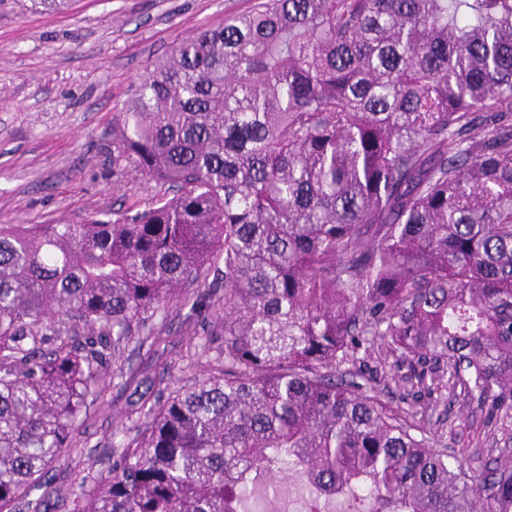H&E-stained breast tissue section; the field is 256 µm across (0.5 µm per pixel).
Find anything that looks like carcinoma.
<instances>
[{"label": "carcinoma", "instance_id": "cac0c4a2", "mask_svg": "<svg viewBox=\"0 0 512 512\" xmlns=\"http://www.w3.org/2000/svg\"><path fill=\"white\" fill-rule=\"evenodd\" d=\"M112 164L144 210L0 224V512L71 450L149 312L198 310L209 373L150 385L69 512H512V452L475 477L353 368L409 364L511 410L512 0H256L154 60Z\"/></svg>", "mask_w": 512, "mask_h": 512}]
</instances>
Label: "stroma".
I'll list each match as a JSON object with an SVG mask.
<instances>
[{
    "instance_id": "1",
    "label": "stroma",
    "mask_w": 512,
    "mask_h": 512,
    "mask_svg": "<svg viewBox=\"0 0 512 512\" xmlns=\"http://www.w3.org/2000/svg\"><path fill=\"white\" fill-rule=\"evenodd\" d=\"M250 0H71L57 11L37 0H0V224L78 221L120 206L145 209L164 186L112 163V118L137 76L198 28L242 11ZM154 345L130 343L123 371L88 409L70 457L49 473L45 512H68L58 492L83 470L108 474L111 448L129 428L145 376L177 387L211 366L200 353V320L157 312ZM393 407L419 403L441 445L466 469H482L492 449H512V415L490 418L477 399L382 391Z\"/></svg>"
}]
</instances>
